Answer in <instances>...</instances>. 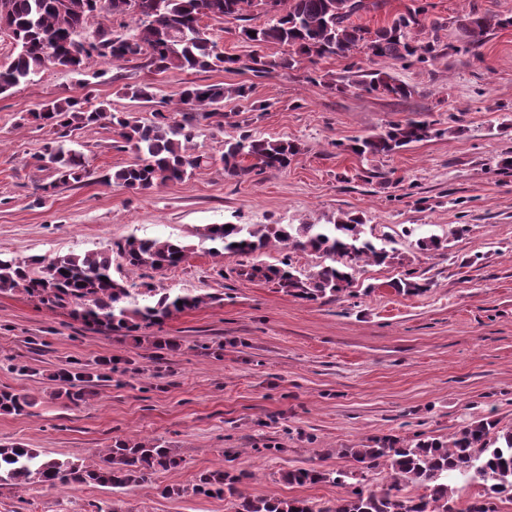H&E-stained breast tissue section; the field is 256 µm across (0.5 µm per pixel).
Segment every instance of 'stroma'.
I'll return each mask as SVG.
<instances>
[{"label":"stroma","mask_w":512,"mask_h":512,"mask_svg":"<svg viewBox=\"0 0 512 512\" xmlns=\"http://www.w3.org/2000/svg\"><path fill=\"white\" fill-rule=\"evenodd\" d=\"M422 7L443 22L445 50L434 64L382 68L408 85L399 99L361 91L348 58L303 62L265 77L245 69L157 73L132 59L107 69L90 104L148 122L191 84L249 88L228 100L223 128L199 121L192 151L212 158L193 176L144 191L102 183L136 161L113 129L92 127L72 139L90 170L81 182L54 186L34 154L48 129L26 113L49 100L82 95L78 78L49 69L0 95V256H115L130 237L188 245L185 262L134 273L157 294L207 296L196 310L124 336L93 330L68 310L47 309L22 292L0 294V389L36 400L28 413L0 414V443L20 442L53 457L93 462L115 440H156L175 448L177 468L126 490L72 486L0 489V512H234L230 498L192 492L199 475L249 472L251 495L303 497L328 505L343 486L288 484L296 467L349 470L348 449L395 436L448 440L483 418L512 427V26L493 28L478 51L464 50L456 17L467 10L512 17V0H376L354 23L377 28ZM336 78L335 88L322 80ZM149 85L151 101L124 85ZM262 114H254L256 105ZM427 121L442 134L389 156L348 151L354 139L390 124ZM299 152L288 168L229 178L220 158L239 124ZM366 237L407 257V264L358 262L352 287L307 302L265 281L238 275L241 265L289 262L303 274L328 257L279 244L213 257L200 237L209 224H326L344 215ZM442 241L418 251L419 238ZM413 272L425 292L400 295L393 281ZM80 366L101 379L71 402L59 375ZM177 487L181 496H167Z\"/></svg>","instance_id":"1"}]
</instances>
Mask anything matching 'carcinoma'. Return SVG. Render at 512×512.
<instances>
[{
  "label": "carcinoma",
  "instance_id": "1",
  "mask_svg": "<svg viewBox=\"0 0 512 512\" xmlns=\"http://www.w3.org/2000/svg\"><path fill=\"white\" fill-rule=\"evenodd\" d=\"M263 0H4L5 33L16 45V55L0 66V95L32 79L49 67L83 76L81 86L90 89L93 80L105 72L87 71L93 57L117 65L132 58L144 61L158 73L169 70H233L240 58L224 51L203 25V19L217 17L231 23L245 20V12L259 9ZM276 10L260 26H243L239 36L257 47L270 44L291 49L282 56L254 53L250 70L258 76L276 70H293L300 59L348 58L359 52L364 63L375 65L386 60L405 66L425 64L442 55L439 31L443 24H425V13L414 8L375 30L358 25L352 17L369 7L366 0H275ZM120 16L130 20L127 32L113 35L98 18ZM460 39L469 48L483 44L494 26H512V18L498 19L475 11L455 20ZM354 82L364 92L395 98L410 95L409 88L388 73L357 67ZM248 98L242 86L224 88L220 84L190 85L183 89L174 113L155 114L142 123L110 104L88 105V96H66L51 100L38 112L22 120L50 127L51 141L34 156L35 164H52L56 179L52 187L79 183L89 175L81 153L71 147L74 132L96 126L117 131L138 161L105 178L131 190H147L172 181H181L211 162L190 152L195 123L208 120L224 128L220 107L225 97ZM425 121L395 123L388 130L356 139L350 150L359 155L388 156L399 149L433 136H443ZM299 151L288 141L257 139L242 132L224 142L221 162L228 177H242L267 168H286ZM362 220L339 218L332 224H277L264 228L233 224L206 226L204 241L213 243L215 257L245 255L265 248L271 241L295 250L320 252L331 260L316 272L304 275L290 264L276 267L244 265L239 275L248 280L272 282L285 293L315 301L332 298L346 291L353 281V267L361 259L377 264L403 263L404 258L362 236ZM117 250L129 271H161L182 263L189 246L172 239L128 238ZM412 273L390 284L397 293L417 294L426 285L410 279ZM22 291L49 308L69 309L84 325L101 330L136 333L159 325L176 313L199 308L204 297L194 294L165 293L153 299L154 289L137 293L128 288L125 277L112 275L111 259L98 253L58 255L30 260L0 259V293ZM144 297V302L136 296ZM34 405L28 397L0 393V412L20 414ZM489 419L472 421L446 444L436 439L404 442L394 436L382 437L364 448H351L349 454L359 469L380 467L391 471L393 480L385 487L365 489L351 483L355 474L296 468L285 473L290 484L306 485L332 481L350 488L348 495L329 506L319 507L307 499L278 496H250L240 490L246 475L222 468L202 475L194 491L206 496L235 498L236 512H452L451 495L460 487L483 481L493 493L512 490V428L498 429ZM174 449L157 442L119 440L107 449L100 462L49 457L20 443L0 444V489L6 486L99 485L114 490L137 486L161 470L178 466ZM423 490L415 496L402 494L401 483Z\"/></svg>",
  "mask_w": 512,
  "mask_h": 512
}]
</instances>
